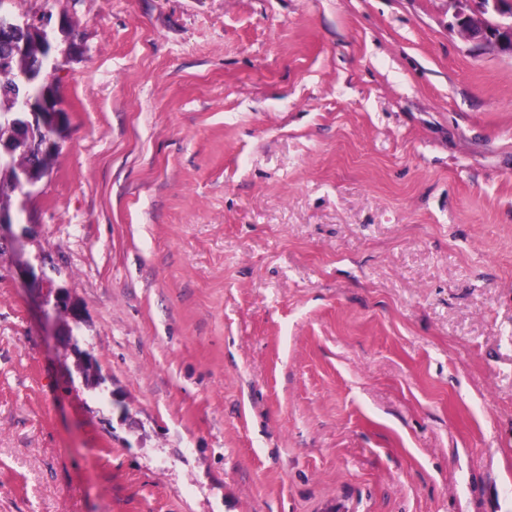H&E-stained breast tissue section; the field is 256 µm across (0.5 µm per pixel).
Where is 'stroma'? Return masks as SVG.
I'll use <instances>...</instances> for the list:
<instances>
[{
  "label": "stroma",
  "instance_id": "1",
  "mask_svg": "<svg viewBox=\"0 0 512 512\" xmlns=\"http://www.w3.org/2000/svg\"><path fill=\"white\" fill-rule=\"evenodd\" d=\"M15 9L78 40L0 512H512V54L452 0Z\"/></svg>",
  "mask_w": 512,
  "mask_h": 512
}]
</instances>
